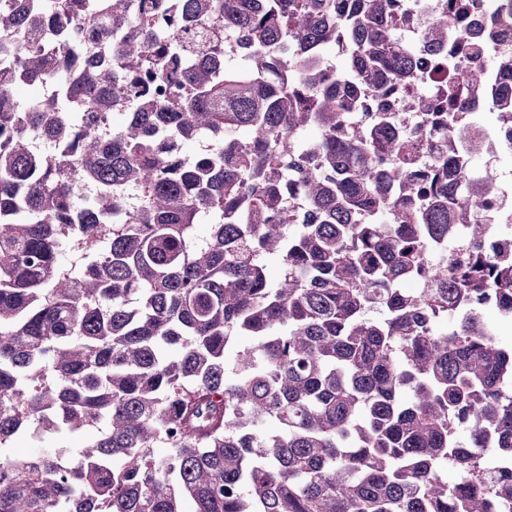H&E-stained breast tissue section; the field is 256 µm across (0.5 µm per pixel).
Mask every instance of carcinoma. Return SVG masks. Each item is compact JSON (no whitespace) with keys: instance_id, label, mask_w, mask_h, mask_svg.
Listing matches in <instances>:
<instances>
[{"instance_id":"cac0c4a2","label":"carcinoma","mask_w":512,"mask_h":512,"mask_svg":"<svg viewBox=\"0 0 512 512\" xmlns=\"http://www.w3.org/2000/svg\"><path fill=\"white\" fill-rule=\"evenodd\" d=\"M469 9L448 0L424 29L441 69L450 28L479 57ZM397 11L0 0V512H512V467L484 463L512 464V345L485 320L512 316V241L483 245L495 183L446 145L422 170L421 132L388 111L413 68ZM330 49L347 72L317 62ZM54 71L62 98H17ZM485 151L473 130L466 162ZM28 433L89 437L7 452Z\"/></svg>"}]
</instances>
